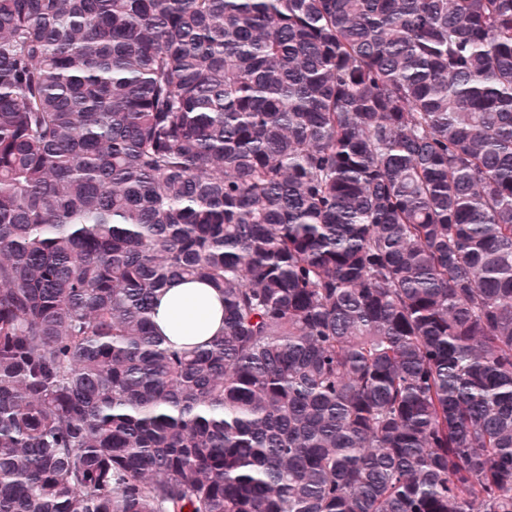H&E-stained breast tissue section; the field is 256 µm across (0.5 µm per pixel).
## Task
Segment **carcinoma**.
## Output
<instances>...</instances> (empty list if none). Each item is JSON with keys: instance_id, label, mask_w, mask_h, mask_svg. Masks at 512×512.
Segmentation results:
<instances>
[{"instance_id": "carcinoma-1", "label": "carcinoma", "mask_w": 512, "mask_h": 512, "mask_svg": "<svg viewBox=\"0 0 512 512\" xmlns=\"http://www.w3.org/2000/svg\"><path fill=\"white\" fill-rule=\"evenodd\" d=\"M0 512H512V0H0ZM154 324L177 347L203 343L224 333V299L204 282L173 280L155 299ZM195 327L188 334L182 328Z\"/></svg>"}]
</instances>
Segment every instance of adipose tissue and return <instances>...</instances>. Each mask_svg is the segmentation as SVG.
I'll return each mask as SVG.
<instances>
[{"label": "adipose tissue", "instance_id": "ef3b65f1", "mask_svg": "<svg viewBox=\"0 0 512 512\" xmlns=\"http://www.w3.org/2000/svg\"><path fill=\"white\" fill-rule=\"evenodd\" d=\"M154 324L175 346L206 342L224 332V299L204 282L175 279L155 300Z\"/></svg>", "mask_w": 512, "mask_h": 512}]
</instances>
